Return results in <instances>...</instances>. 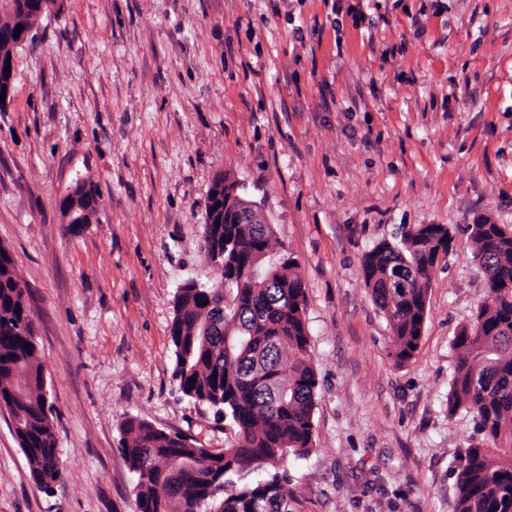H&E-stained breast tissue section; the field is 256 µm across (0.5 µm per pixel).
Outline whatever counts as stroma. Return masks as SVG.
<instances>
[{"label": "stroma", "mask_w": 512, "mask_h": 512, "mask_svg": "<svg viewBox=\"0 0 512 512\" xmlns=\"http://www.w3.org/2000/svg\"><path fill=\"white\" fill-rule=\"evenodd\" d=\"M15 52L0 112V246L34 319L63 479L33 481L0 411V512H138L130 418L235 441L172 376L178 287L223 278L208 195L242 185L305 286L313 449L306 512H456L474 432L448 414L453 340L485 296L468 225L512 230V0H64ZM101 196L65 225L75 173ZM445 224L421 338L396 364L365 252Z\"/></svg>", "instance_id": "1"}]
</instances>
